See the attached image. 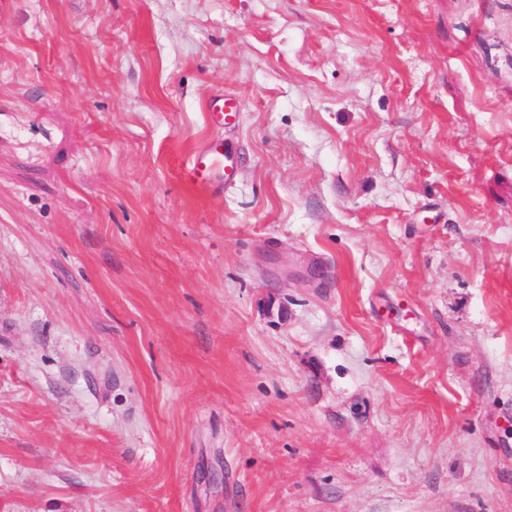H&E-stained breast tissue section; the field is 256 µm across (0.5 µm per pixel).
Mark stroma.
<instances>
[{
  "label": "stroma",
  "mask_w": 512,
  "mask_h": 512,
  "mask_svg": "<svg viewBox=\"0 0 512 512\" xmlns=\"http://www.w3.org/2000/svg\"><path fill=\"white\" fill-rule=\"evenodd\" d=\"M0 512H512V0H0ZM208 112L217 122L224 126L236 124L239 118L238 103L235 97L224 92H218L211 96L208 103ZM233 155L234 152L227 143L213 141L207 148L194 154L185 175L194 186L212 190L224 180V170Z\"/></svg>",
  "instance_id": "1"
}]
</instances>
